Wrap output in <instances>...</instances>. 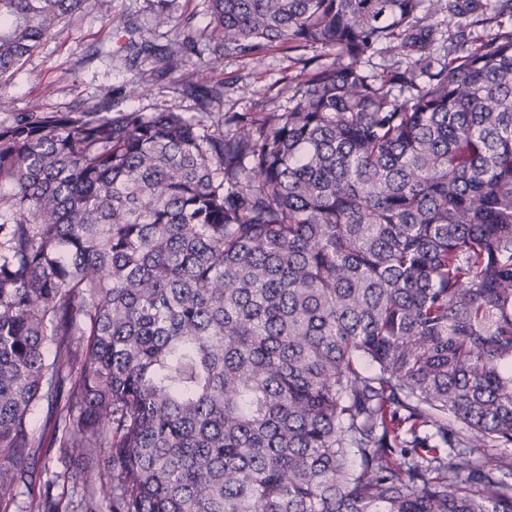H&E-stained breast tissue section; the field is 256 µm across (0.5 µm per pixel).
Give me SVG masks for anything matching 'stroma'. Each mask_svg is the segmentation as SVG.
I'll return each instance as SVG.
<instances>
[{"label": "stroma", "mask_w": 512, "mask_h": 512, "mask_svg": "<svg viewBox=\"0 0 512 512\" xmlns=\"http://www.w3.org/2000/svg\"><path fill=\"white\" fill-rule=\"evenodd\" d=\"M157 8V0H86L82 12L62 33L44 41L6 77L7 104L0 108V124L11 123L35 103L46 112H70L102 102L114 115L129 111L199 112L198 98L183 91L157 64L146 61L131 67L115 52L111 18L116 14L134 22L140 36L156 48H177L183 35L154 27ZM423 23L435 32L432 51L438 58L447 52L449 33L471 41L502 26L512 28V19L505 17L461 29L444 11L426 15ZM326 59L327 52L320 47L296 51L272 44L265 47L257 64L248 58L217 55L203 41L190 62L197 69H215L223 77L222 111L281 112L288 106L293 87L311 77ZM133 85L143 89L135 98L127 95Z\"/></svg>", "instance_id": "obj_1"}]
</instances>
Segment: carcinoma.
Wrapping results in <instances>:
<instances>
[{"label": "carcinoma", "instance_id": "cac0c4a2", "mask_svg": "<svg viewBox=\"0 0 512 512\" xmlns=\"http://www.w3.org/2000/svg\"><path fill=\"white\" fill-rule=\"evenodd\" d=\"M207 2L216 53L336 58L282 112L0 124V512L44 403L81 512H512V30L402 38L512 0ZM84 3L0 0V80ZM197 45L156 60L207 107ZM419 16H424L425 18L421 20L419 26L416 29L421 28L422 26H429L436 32L435 34V43L432 47L433 56L443 58V54H446L448 48V30L450 33H454L458 39L472 41L476 37L482 36L483 38L486 35H491L498 30V24H502L505 28H512V19L509 17H505L502 19H489L485 21L483 24H478L476 26L459 29L457 27L456 19H452L449 23L448 12L442 11L437 14H424L422 12ZM407 61L405 56L396 54L393 51L391 52L389 49H386V45H382L379 47L378 52L369 58V62L362 65L367 72L379 73L385 68L384 66H391L393 69L397 66L404 68Z\"/></svg>", "mask_w": 512, "mask_h": 512}]
</instances>
